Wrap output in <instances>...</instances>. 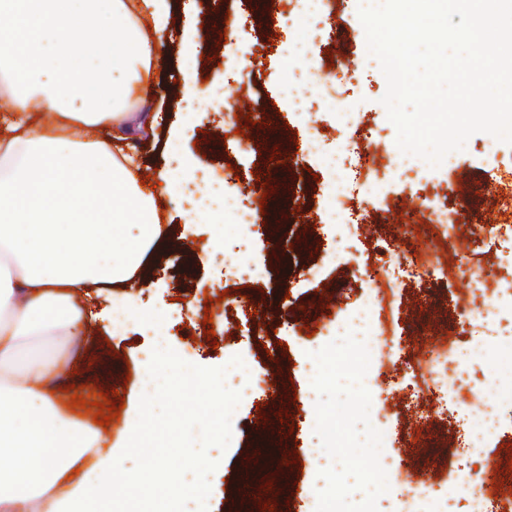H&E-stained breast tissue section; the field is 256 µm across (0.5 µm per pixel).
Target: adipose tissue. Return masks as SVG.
Segmentation results:
<instances>
[{"instance_id":"obj_1","label":"adipose tissue","mask_w":512,"mask_h":512,"mask_svg":"<svg viewBox=\"0 0 512 512\" xmlns=\"http://www.w3.org/2000/svg\"><path fill=\"white\" fill-rule=\"evenodd\" d=\"M169 0H0V512H115L129 494L127 452L180 376L209 388L213 425L224 427V378L182 366L169 335L141 361L145 394L112 440L68 415L53 394L70 371L54 349L87 325L134 324L153 330L169 317L137 304L128 289L151 248L168 234L156 200L178 194L191 224L224 221L234 189L215 182L178 150L172 128L169 169L141 184L132 142L153 135L158 115L128 110L152 96ZM186 118L222 103L216 86L182 70ZM78 126L111 128L106 140H76ZM121 284L125 293L104 292ZM179 512H209L204 484H176L155 465Z\"/></svg>"}]
</instances>
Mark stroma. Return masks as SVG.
I'll return each mask as SVG.
<instances>
[{
    "mask_svg": "<svg viewBox=\"0 0 512 512\" xmlns=\"http://www.w3.org/2000/svg\"><path fill=\"white\" fill-rule=\"evenodd\" d=\"M360 0H332L333 15L317 33L288 16L290 7L282 0L265 36L254 31L256 18L252 0H224V20L213 19L204 0H171L168 29L160 42L168 59L160 71L156 97L178 101L181 69L196 68L198 78L224 85L225 96L233 98L241 111L273 110L271 130L287 135L295 148L285 156L286 168L297 173L309 198L310 222L286 223L282 232L288 240H303L306 247L289 251L287 262L273 261L268 232L259 225L244 229L225 222L186 223L178 197L167 196L158 203L173 245L160 246L146 262L134 293L140 304L151 305L179 298L168 332L173 348L195 367L221 371L226 361L241 360L259 384L248 394L231 393L232 415L224 426L221 465L208 478L212 512H263L267 499H274L277 512H308L306 497L313 481H320L325 497L347 504L351 512L366 507L368 512H402L412 496L429 493L436 500L456 490L453 512H465L466 492L455 487L452 463L461 452L467 429L460 419L429 423L424 454L409 456L405 436L415 429L422 409L410 406L400 389L384 382V375L397 374L401 363L390 348L367 349L350 340L341 353V367L326 374L321 383L340 392L338 401L303 404L311 382L313 352L332 346L334 329L327 311L352 308L371 293L374 284L364 275L366 264L377 254L400 258L390 243L397 234L407 235L409 249L425 252L428 237L419 236L416 225L404 223L402 215L412 210L419 198L430 195L434 185L448 188V204L465 205V221L458 225L460 244L453 263L459 271L454 279L424 278L406 283L397 296L390 329L404 352L422 355L433 350L434 335L451 343L470 341L454 309L458 298H470L467 287L471 273L492 265L498 269L500 287L512 285V242L491 240L492 226L512 222V211L500 209L501 196L512 194V146L486 133L472 135L466 150L453 165L430 168L419 164L400 173L395 166L399 149L397 131L381 103L387 84L376 59L369 56L364 28L358 17ZM233 22L242 42L259 43L250 66L223 60L218 40L226 22ZM298 44L305 50L303 70L313 71L341 84L362 123L373 130V171L386 186L389 197H368L363 176L351 179L347 207L358 225L350 240L351 249L343 264H331L326 253L336 244V227L327 223L320 206L321 186L315 174L321 166L303 156L301 142L307 135L303 122L280 100L277 90L288 69L284 50ZM234 127L223 126L214 113L198 115L188 129L183 149L218 178L237 172L240 183L261 179L273 193L281 186L272 180L264 159L255 151L241 153L234 145ZM249 237L253 249L249 261L267 270L266 278L239 288L223 267L206 260L207 241L218 237ZM317 266L318 277L307 273ZM245 290L247 300L222 299V291ZM212 313L215 341L200 336L205 313ZM61 352L69 354L72 372L60 380L56 393L71 407L73 417L92 424L86 410L71 406L66 388L81 387L83 394L120 390L125 400L140 393L137 361L152 340L135 327L121 336H110L100 326L89 325L77 343L67 337L54 339ZM192 389L174 381L163 405L157 448L131 456L127 466L138 499L147 507L164 505V494L155 482L153 462L171 465L172 479H180L177 463L184 453L185 438L210 441L212 406L193 404ZM500 429L492 436L481 457L475 458V475L484 478L486 465L512 458V398L497 406ZM324 420L337 437L346 439L350 453L344 467H336L331 454H324L320 472H313L304 453L317 420ZM409 467H401V460ZM396 471H389V464Z\"/></svg>",
    "mask_w": 512,
    "mask_h": 512,
    "instance_id": "1",
    "label": "stroma"
}]
</instances>
